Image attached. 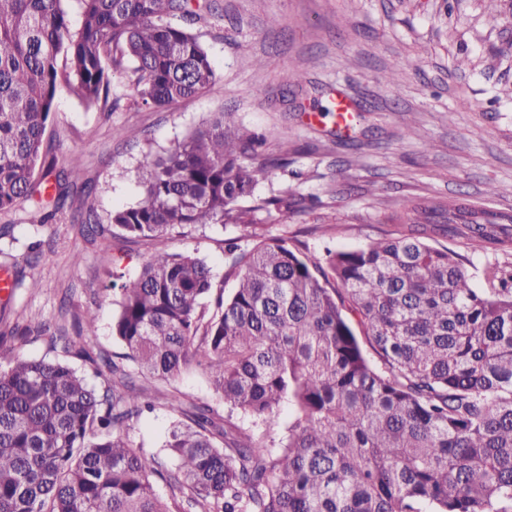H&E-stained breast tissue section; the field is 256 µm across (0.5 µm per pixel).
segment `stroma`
<instances>
[{
  "instance_id": "35a3bbf8",
  "label": "stroma",
  "mask_w": 512,
  "mask_h": 512,
  "mask_svg": "<svg viewBox=\"0 0 512 512\" xmlns=\"http://www.w3.org/2000/svg\"><path fill=\"white\" fill-rule=\"evenodd\" d=\"M187 23L217 72L202 95L157 108L139 100L127 68L112 70L111 103L86 107L73 86L60 83L46 132L58 160L78 154L80 188L45 224L29 223L28 203L0 211V269L20 271L22 285L0 297V332L46 322L77 336L87 312L96 334L78 338L91 354L122 353L112 336L117 307L113 273L137 276L153 252L150 240L113 230V211L140 198L138 168L215 113L232 112L288 165L259 182L247 205L289 193L304 208L288 222L259 212L256 224L185 228L168 246L198 253L232 294L225 245L247 249L282 238L308 253L351 249L398 235L389 217L403 205L464 198L512 209V0H191ZM304 73L302 86L288 79ZM351 105L349 129L324 107L335 95ZM416 137H407V129ZM498 194H490V187ZM93 208L103 232L87 234L73 220ZM482 285L490 265L512 266V249H472L459 236L434 234ZM178 389L213 402L198 368L174 383L157 382L153 412L129 429L134 447L160 448L170 415L164 397Z\"/></svg>"
}]
</instances>
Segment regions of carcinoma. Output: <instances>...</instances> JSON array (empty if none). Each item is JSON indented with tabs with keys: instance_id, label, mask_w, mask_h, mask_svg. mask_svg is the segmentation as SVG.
<instances>
[{
	"instance_id": "obj_1",
	"label": "carcinoma",
	"mask_w": 512,
	"mask_h": 512,
	"mask_svg": "<svg viewBox=\"0 0 512 512\" xmlns=\"http://www.w3.org/2000/svg\"><path fill=\"white\" fill-rule=\"evenodd\" d=\"M188 13V0H0V210L28 201L30 223L45 224L66 204L80 159L58 170L44 146L61 78L88 107L108 103L125 62L157 107L215 82L208 53L172 23ZM261 144L221 112L142 165L141 198L112 213L123 236L160 244L119 288L125 353L95 359L39 326L104 386L64 360L0 364V512H512V269L486 267L477 288L455 253L424 242L439 231L512 249V210L437 201L412 219L405 207L400 236L322 255L284 239L231 245L226 299L204 258L161 244L179 228L255 224L271 206L288 220L300 201L286 193L241 205L288 164ZM195 359L224 414L172 391L162 449L132 447L154 382Z\"/></svg>"
}]
</instances>
